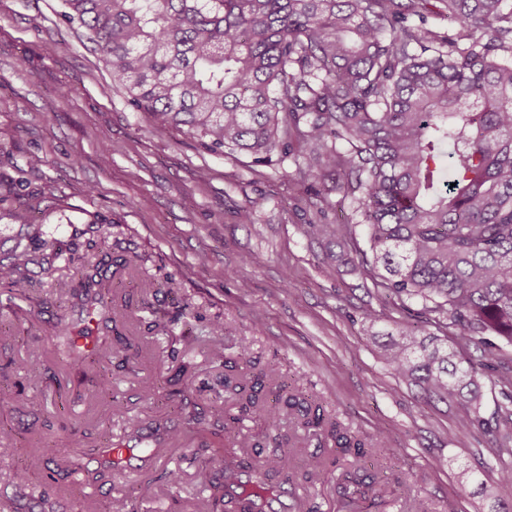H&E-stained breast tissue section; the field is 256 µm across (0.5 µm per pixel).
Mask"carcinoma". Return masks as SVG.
<instances>
[{
	"label": "carcinoma",
	"instance_id": "carcinoma-1",
	"mask_svg": "<svg viewBox=\"0 0 512 512\" xmlns=\"http://www.w3.org/2000/svg\"><path fill=\"white\" fill-rule=\"evenodd\" d=\"M502 0H63L62 16L88 32L131 105L171 124L212 150L241 154L271 167L290 158L303 184L327 174L357 203L373 261L362 266L396 308L419 300L436 314L448 347L403 319L385 361L425 397L456 401L469 389L473 418L481 421L479 369L512 387V365L495 336L512 344V9ZM435 15L456 24L452 33L427 25ZM310 231L338 244L358 245L354 224H312ZM77 283L59 289L77 321L51 342L77 385L106 398L112 363L130 361L136 345L119 346L103 333L91 348L79 340L84 322L109 325L127 306L104 260L92 264L69 248ZM30 253L0 260V283L23 295ZM483 349L481 368L462 365L458 353ZM173 374L140 382L147 405L174 399L176 427H151L153 442L104 437L90 453L66 454L40 436L31 465L43 485L82 497L97 512L87 485L110 484L123 470L112 454H136L143 471L161 459L179 427L207 433L211 454L196 459L213 505L221 512H316L305 498L287 505L272 473L289 467L296 452L288 435L278 452L245 467L236 449L249 446L241 423L262 416L278 427L333 445L312 453L291 477L312 482L341 469L345 492L367 500L388 480L399 486L413 474L392 465L387 437L352 433L273 364L243 347L224 366V393L233 404L201 411L195 402L197 367L171 356ZM138 485L112 498L108 512H127Z\"/></svg>",
	"mask_w": 512,
	"mask_h": 512
}]
</instances>
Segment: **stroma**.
<instances>
[{
    "label": "stroma",
    "instance_id": "stroma-1",
    "mask_svg": "<svg viewBox=\"0 0 512 512\" xmlns=\"http://www.w3.org/2000/svg\"><path fill=\"white\" fill-rule=\"evenodd\" d=\"M62 11V0H0V258L31 245L37 232L64 250L91 224H110L90 261L136 255L137 282L173 278L169 293L133 290L130 309L116 317L118 330L135 336L153 309L164 312L171 331L149 335L144 371L157 370L170 347L185 350L208 385L197 401L208 405L222 370L198 338L204 318L221 316L224 333L214 345L244 346L261 364H277L345 427L387 436L394 462L414 475L399 499L379 496L367 509L343 499L336 474L312 485L291 481V493L310 497L318 512H490L485 493L493 489L512 506V488L497 487L507 430L499 391L484 389V425L469 429L467 404L426 400L395 376L371 330H393L406 315L430 332L432 314L414 301L403 312L386 306L383 291L358 273L362 253L330 261L335 242L309 233L312 223H342L352 205L334 191L329 208L316 211L292 161L247 166L131 107L84 30ZM244 210L250 223L239 220ZM72 274L64 258L49 273L33 263L29 297L0 287V332L16 336L0 348V390L13 392L21 381L47 396L41 406L22 395L0 406V427L13 433L0 444V501L14 512H80L76 499L41 494L39 473L21 494L9 481L25 467L34 434L70 418L73 428L57 445L80 452L105 434L123 436L129 419L146 426L171 415L165 404L144 405L137 378L119 368L115 400L61 402L64 373L49 360L30 362L33 339L47 340L60 324L57 286ZM368 308L379 314L372 326L362 316ZM198 445L192 431L171 443L151 493L134 498L131 512H209L190 462ZM168 470L180 472L178 486L162 479Z\"/></svg>",
    "mask_w": 512,
    "mask_h": 512
}]
</instances>
